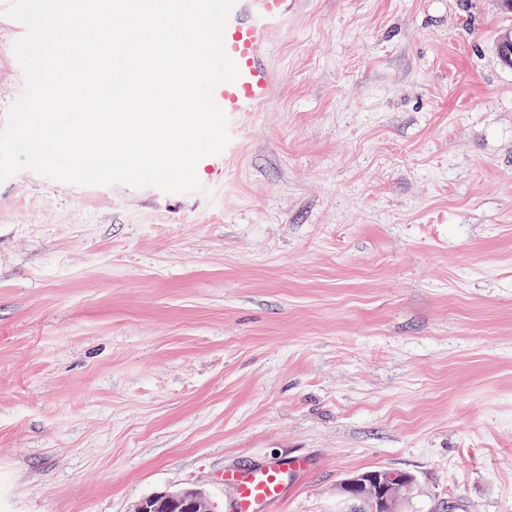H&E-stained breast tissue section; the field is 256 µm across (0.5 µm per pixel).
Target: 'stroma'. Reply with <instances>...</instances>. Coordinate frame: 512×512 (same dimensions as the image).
<instances>
[{
    "label": "stroma",
    "mask_w": 512,
    "mask_h": 512,
    "mask_svg": "<svg viewBox=\"0 0 512 512\" xmlns=\"http://www.w3.org/2000/svg\"><path fill=\"white\" fill-rule=\"evenodd\" d=\"M512 35L497 0H302L205 190L0 184V512H134L307 458L278 512H512ZM0 14V125L24 72ZM346 478L340 485L348 500L367 505L370 512H399L403 493L409 490L412 477L407 473L382 468Z\"/></svg>",
    "instance_id": "stroma-1"
}]
</instances>
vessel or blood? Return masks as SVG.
Returning <instances> with one entry per match:
<instances>
[{
    "mask_svg": "<svg viewBox=\"0 0 512 512\" xmlns=\"http://www.w3.org/2000/svg\"><path fill=\"white\" fill-rule=\"evenodd\" d=\"M299 0H238L223 34L226 54L234 61L239 76L214 91L215 102L227 116L256 112L271 100L273 70L269 64L275 34L293 16ZM308 468L304 457L273 461L247 471L227 474L234 488L233 512H272L284 499L285 475Z\"/></svg>",
    "mask_w": 512,
    "mask_h": 512,
    "instance_id": "obj_1",
    "label": "vessel or blood"
}]
</instances>
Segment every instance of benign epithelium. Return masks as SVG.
Instances as JSON below:
<instances>
[{
  "mask_svg": "<svg viewBox=\"0 0 512 512\" xmlns=\"http://www.w3.org/2000/svg\"><path fill=\"white\" fill-rule=\"evenodd\" d=\"M411 476L382 468L345 479L340 489L348 500L358 501L370 512H399L403 493L409 490ZM134 512H219L206 493L199 488L185 487L154 493L136 504Z\"/></svg>",
  "mask_w": 512,
  "mask_h": 512,
  "instance_id": "1",
  "label": "benign epithelium"
}]
</instances>
